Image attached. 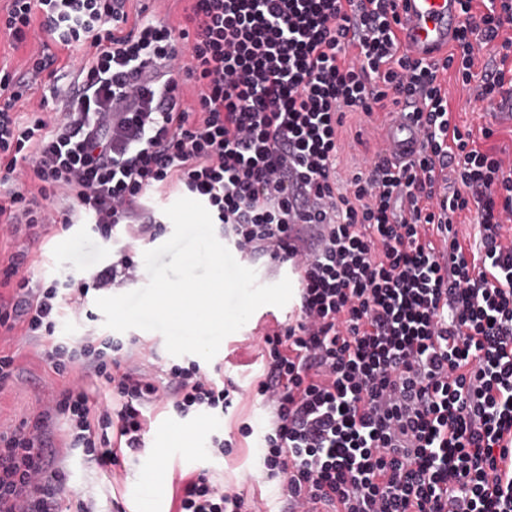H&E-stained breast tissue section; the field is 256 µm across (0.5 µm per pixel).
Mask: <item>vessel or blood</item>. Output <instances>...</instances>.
<instances>
[{"mask_svg":"<svg viewBox=\"0 0 512 512\" xmlns=\"http://www.w3.org/2000/svg\"><path fill=\"white\" fill-rule=\"evenodd\" d=\"M398 36L417 58L437 57L454 43L462 21L460 0H400ZM423 132L404 113L390 122L382 152L401 165L415 158Z\"/></svg>","mask_w":512,"mask_h":512,"instance_id":"vessel-or-blood-1","label":"vessel or blood"}]
</instances>
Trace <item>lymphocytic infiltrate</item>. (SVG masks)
Returning <instances> with one entry per match:
<instances>
[{
	"mask_svg": "<svg viewBox=\"0 0 512 512\" xmlns=\"http://www.w3.org/2000/svg\"><path fill=\"white\" fill-rule=\"evenodd\" d=\"M129 3L10 0L0 16L12 48L42 33L84 50L59 111L33 96L56 54L33 57L24 78L0 75V225L35 240L81 220L113 247L67 280H33L21 252L0 272V329L43 340L64 381L51 406L0 433V512H62L56 419L108 468L144 448L147 408L231 407L238 387L218 369L153 374L114 338L55 336L63 309L138 278L132 245L160 228L144 200L173 183L226 236L298 274L297 319L264 334L254 384L270 410L263 478L330 512H512V166L491 128L460 129L441 81L454 74L477 101L512 96V0H462L440 60L400 45L397 0H188L175 24ZM488 46L501 65L474 82ZM402 103L424 131L417 159L393 168L376 150L340 182L347 116ZM470 209L467 245L454 219ZM296 224L324 225L315 254L300 252ZM174 512L247 510L201 472L181 478Z\"/></svg>",
	"mask_w": 512,
	"mask_h": 512,
	"instance_id": "obj_1",
	"label": "lymphocytic infiltrate"
}]
</instances>
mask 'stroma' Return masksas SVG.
Returning <instances> with one entry per match:
<instances>
[{"mask_svg": "<svg viewBox=\"0 0 512 512\" xmlns=\"http://www.w3.org/2000/svg\"><path fill=\"white\" fill-rule=\"evenodd\" d=\"M448 100L461 128L480 132L493 127V144L503 149L506 162L512 163V124L491 123L490 115L498 109L497 101H476L456 80H448ZM387 120L386 112L372 117L359 114L348 118L341 133L342 148L336 160V175L347 180L363 169L367 156L365 143L381 139ZM27 252L32 259L34 277L60 276L74 269L73 255L82 259L103 262L109 254L88 232L80 228L64 231L52 228L39 242L31 244L22 237H0V269L5 268L11 255ZM296 318L295 302L275 308L270 320H253L227 336L214 357L225 379L241 388H249L262 374V337L275 325L291 323ZM39 342H26L19 333L0 332V350L16 356L17 377L0 385V430L18 427L32 420L47 406L63 386L56 375L40 358ZM150 421L146 444L141 452L126 455L120 466L105 474L90 464L79 448L65 445L64 425H55V446L63 459L66 481L71 492L92 501L96 512H174L173 499L180 476L202 469L226 489L243 493L246 498L260 502L263 512H279L282 502L275 483L258 480L257 461L263 444L264 426L268 412L251 396L234 399L224 418L198 416L179 418L173 411H148ZM253 428L251 436L238 435L240 424ZM234 437L237 446L227 456L211 455L204 437L209 432Z\"/></svg>", "mask_w": 512, "mask_h": 512, "instance_id": "stroma-1", "label": "stroma"}]
</instances>
